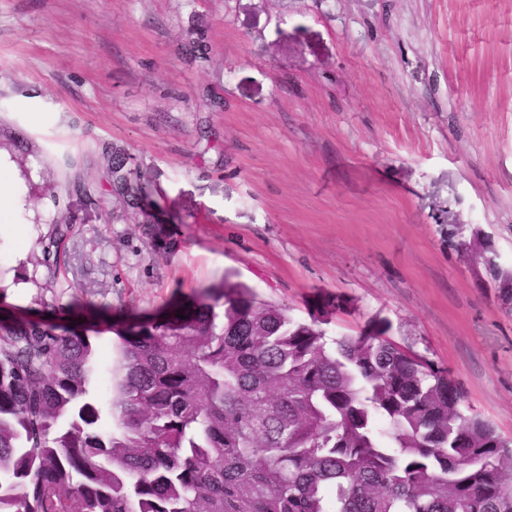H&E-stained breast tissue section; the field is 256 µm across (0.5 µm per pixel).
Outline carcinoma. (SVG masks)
Listing matches in <instances>:
<instances>
[{"label": "carcinoma", "mask_w": 512, "mask_h": 512, "mask_svg": "<svg viewBox=\"0 0 512 512\" xmlns=\"http://www.w3.org/2000/svg\"><path fill=\"white\" fill-rule=\"evenodd\" d=\"M111 173L122 197L154 193L117 157ZM466 229L448 244L511 307L512 269ZM387 329L331 339L226 275L117 333L107 398L89 337L3 321L0 512H512V446Z\"/></svg>", "instance_id": "cac0c4a2"}]
</instances>
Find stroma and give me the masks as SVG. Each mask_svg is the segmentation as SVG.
<instances>
[{
    "mask_svg": "<svg viewBox=\"0 0 512 512\" xmlns=\"http://www.w3.org/2000/svg\"><path fill=\"white\" fill-rule=\"evenodd\" d=\"M0 175V315L100 368L114 323L229 275L299 320L342 299L333 337L385 320L512 439V312L448 244L469 225L512 267V0H0ZM111 169L112 182L110 185L112 192L122 197L134 199V203H137L136 208H139L140 198L151 196L154 193L152 185L137 171L126 169L117 156L112 158Z\"/></svg>",
    "mask_w": 512,
    "mask_h": 512,
    "instance_id": "obj_1",
    "label": "stroma"
}]
</instances>
